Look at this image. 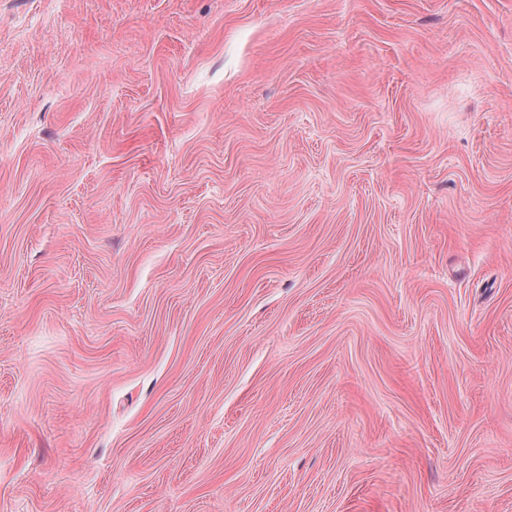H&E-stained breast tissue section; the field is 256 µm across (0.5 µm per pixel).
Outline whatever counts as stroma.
Masks as SVG:
<instances>
[{
    "label": "stroma",
    "instance_id": "obj_1",
    "mask_svg": "<svg viewBox=\"0 0 512 512\" xmlns=\"http://www.w3.org/2000/svg\"><path fill=\"white\" fill-rule=\"evenodd\" d=\"M0 512H512V0H0Z\"/></svg>",
    "mask_w": 512,
    "mask_h": 512
}]
</instances>
